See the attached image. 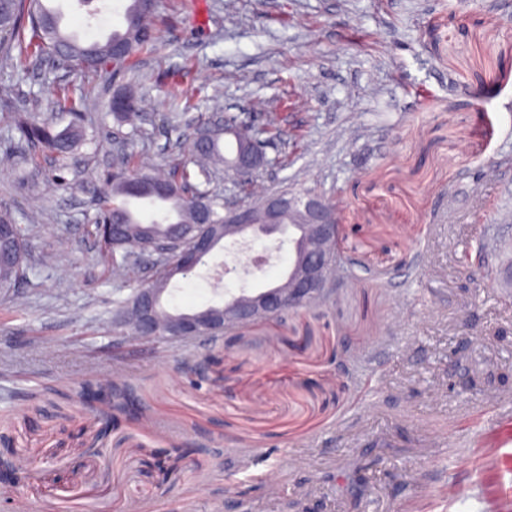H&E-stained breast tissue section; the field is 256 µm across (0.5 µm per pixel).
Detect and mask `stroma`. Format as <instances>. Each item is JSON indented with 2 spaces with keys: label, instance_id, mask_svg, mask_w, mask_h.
<instances>
[{
  "label": "stroma",
  "instance_id": "stroma-1",
  "mask_svg": "<svg viewBox=\"0 0 512 512\" xmlns=\"http://www.w3.org/2000/svg\"><path fill=\"white\" fill-rule=\"evenodd\" d=\"M156 26L119 75L0 57V85L17 112L85 89L95 124L133 85L154 121L118 147L167 164L191 157L188 120L273 116L281 167L209 190L314 188L355 276L205 346L135 340L113 320L133 288L91 235L111 154L82 145L63 185L25 165L32 192L0 168L30 254L0 289V452L24 477L10 512H512V0H161ZM497 64L495 92L463 94ZM292 260L287 238L229 239L167 301L199 309ZM99 380L131 385L142 418L83 406Z\"/></svg>",
  "mask_w": 512,
  "mask_h": 512
}]
</instances>
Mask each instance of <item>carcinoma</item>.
<instances>
[{
  "mask_svg": "<svg viewBox=\"0 0 512 512\" xmlns=\"http://www.w3.org/2000/svg\"><path fill=\"white\" fill-rule=\"evenodd\" d=\"M158 8L147 10L143 0H128L120 29L107 37L85 33L82 37L62 26V13L46 5V0H0V32L9 35L0 41V55L9 58L13 51L26 57L34 50L33 65L53 61L68 70L98 74L109 68L121 71L130 67L139 52L151 47L157 39L154 24ZM127 45L126 56L112 62V44ZM87 96L76 98L68 88L60 89L52 109L65 110L71 116L68 127L58 131L51 117L43 112H12L11 131L27 148L26 158L43 156L51 163L55 181L65 180L69 160L86 140V113L82 112ZM140 100L136 93L122 87L107 104V111L117 124L137 126L142 120ZM274 122L266 116L235 125L237 148L253 143L261 151L270 144L268 134ZM224 128L217 125L200 127L193 145V159L184 164L143 165L136 157L119 154L112 169L105 171L99 201L100 212L95 222V235L108 254L121 252V259H112L113 270L126 282H139L137 258L155 256L154 286L169 287L168 267L174 256L154 254L149 238L190 240L203 230L197 223L194 193L205 198L210 207V221L224 229V198L198 188L199 178L209 179L214 169L224 164ZM121 224L119 238L112 239L110 225ZM0 288H11L26 277L28 250L24 228L17 224L8 210H0Z\"/></svg>",
  "mask_w": 512,
  "mask_h": 512,
  "instance_id": "1",
  "label": "carcinoma"
}]
</instances>
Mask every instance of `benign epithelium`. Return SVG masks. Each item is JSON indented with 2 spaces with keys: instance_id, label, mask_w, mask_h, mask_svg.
Returning a JSON list of instances; mask_svg holds the SVG:
<instances>
[{
  "instance_id": "obj_1",
  "label": "benign epithelium",
  "mask_w": 512,
  "mask_h": 512,
  "mask_svg": "<svg viewBox=\"0 0 512 512\" xmlns=\"http://www.w3.org/2000/svg\"><path fill=\"white\" fill-rule=\"evenodd\" d=\"M234 177L257 176L269 170L266 155L258 150L241 153L229 167ZM266 223L253 222L251 208L243 202L228 203L224 214V237L253 238L271 236L283 228L281 219L288 216V223L304 225L308 248L296 252L287 274L278 285H268L244 297L225 299L204 315L171 317L165 327H159L157 310L164 301L163 289L141 286L134 291L127 306L137 316L136 332L142 339L165 336L169 339H187L197 336L222 334L229 325H246L272 317L290 304L305 303L322 296L331 288L330 271L339 261V253L328 248L336 238L339 225L332 219L325 199L313 192L301 196H288L282 192L268 194L263 200ZM20 479L13 467L0 458V488L6 491L19 485Z\"/></svg>"
}]
</instances>
